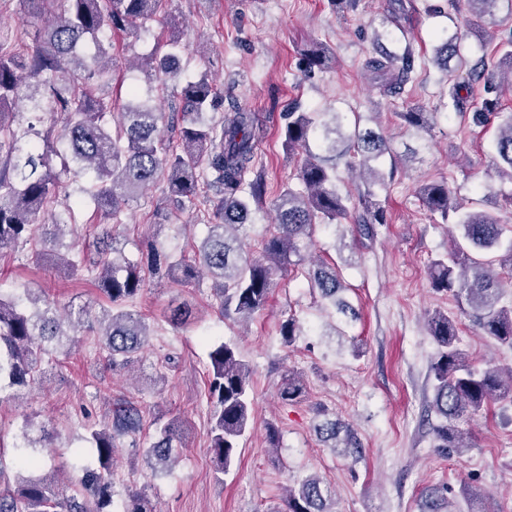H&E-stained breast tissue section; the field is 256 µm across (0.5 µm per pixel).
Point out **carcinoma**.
I'll return each mask as SVG.
<instances>
[{
  "instance_id": "cac0c4a2",
  "label": "carcinoma",
  "mask_w": 512,
  "mask_h": 512,
  "mask_svg": "<svg viewBox=\"0 0 512 512\" xmlns=\"http://www.w3.org/2000/svg\"><path fill=\"white\" fill-rule=\"evenodd\" d=\"M28 7L47 11L50 24L27 52L10 47L9 38L0 34V254L20 244L32 243L30 260L57 254L62 246V224L48 208L56 196L61 175L74 171L89 175L93 197L105 216L117 219L126 206L137 201L141 192L156 181L167 182L170 199L183 207L195 205L201 186L212 192L208 198L213 221L196 247L197 263L175 266L157 247L141 252L130 261L116 248L113 225H98L97 259L86 266L87 280L106 298L110 307L102 310L100 350L112 367L124 366L150 347V329L145 318L128 309L144 287L145 273L174 271L179 281L192 283L197 274L213 277L212 291L220 302L224 318L247 321L262 311L269 300L277 273L306 259L312 246V230L317 224L338 225L351 220L359 235L374 238L375 225L386 223L384 210L374 188L384 185L380 160L390 147L371 130L346 131L341 112H320V119L294 103L283 112L281 135L288 154L302 153L296 179L302 189L285 187L274 203L276 224L255 255L245 248L246 224L251 205H260L265 196L262 171L255 166V153L265 138V119L258 112L231 108L222 120L214 122L216 87L203 73L195 80H183L179 67L185 44L173 33L157 43L143 69L146 81L168 83L176 88L180 111L165 114L147 101L138 99L137 90L120 113L118 130L111 127L112 100L95 93L83 82L82 73L92 68L106 70L105 59L112 48L106 35L114 30H134L138 22L165 11L169 0H22ZM467 13L478 20L496 21L506 12L512 18V0H463ZM93 44L95 54L86 58L84 48ZM309 73L321 71L333 60L330 49L316 45L304 51ZM433 63L448 77L455 106L463 105L458 73L475 72L467 61L455 33H445L435 49ZM414 55L381 49L368 57L364 70L372 87L384 97H395L412 80ZM497 86L487 85L473 120L482 123L490 117L499 120L494 140L497 173L512 181V114L500 111ZM25 101L35 112L62 116L59 131L29 125L20 133L13 128L15 105ZM407 127L427 130L434 113H398ZM177 133L179 143H164L160 125ZM30 139L27 148L18 145L20 136ZM319 141V151L310 142ZM60 164H55V161ZM350 175L369 177L362 192V210L350 212V195L338 186L339 166ZM418 196L426 209L442 223H452L459 231L450 251L430 263V280L437 292L451 294L469 314L482 335L512 348V303H501L504 284L499 269L512 272V235L494 216L469 210L448 187L446 181L418 186ZM498 249L500 268L475 255ZM310 287L330 306L344 313L347 303L339 297L346 291L336 269L315 264L308 272ZM29 311L18 298L0 294V394L13 386H27L44 374L42 363L50 345L66 336L64 323H91L92 307L62 315L48 297H31ZM299 321L290 316L280 324L283 343L290 346L300 335ZM428 335L436 344L431 362L433 387L431 409L438 423L433 427V448L460 453L471 447L467 431L459 422L479 413L492 400L512 401V374L503 378L491 366L478 367L459 348L457 323L448 312L434 311L427 321ZM207 381L210 403L208 431L210 453L217 472L227 473L234 464L240 440L249 430L254 391L248 364L235 345L222 342L209 352ZM299 376L288 373L277 394L284 402L302 397ZM142 412L133 405L118 408L112 420L88 429L87 440L95 449L97 467L83 468L80 484L87 492L82 500L72 499L68 512H112L117 495L112 482V461L116 441L139 431ZM341 423L330 421L320 433L333 453L354 457L360 453L349 440L338 442ZM33 423L25 420L21 436L25 448H42L48 436L33 437ZM178 437L175 423L156 428L155 441L146 455L151 474L166 472L176 460L173 442ZM54 479L22 478L14 491L0 493V512H57ZM122 512H154L143 488H125ZM276 512H336L332 492L316 476H309L288 487V495ZM424 512H457L448 504L447 490L430 489L424 496Z\"/></svg>"
}]
</instances>
